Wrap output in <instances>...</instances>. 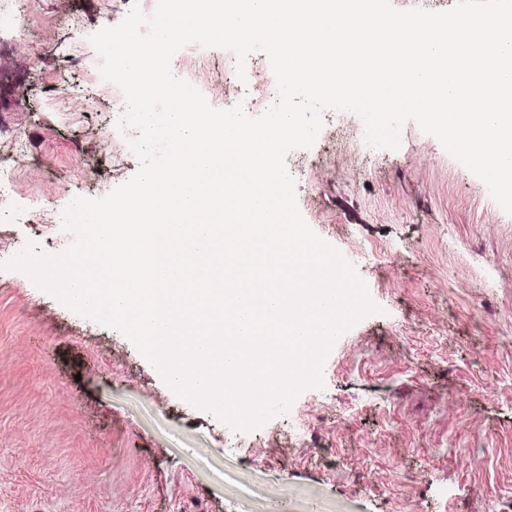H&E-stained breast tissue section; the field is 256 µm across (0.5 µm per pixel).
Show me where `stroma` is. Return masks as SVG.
<instances>
[{"mask_svg": "<svg viewBox=\"0 0 512 512\" xmlns=\"http://www.w3.org/2000/svg\"><path fill=\"white\" fill-rule=\"evenodd\" d=\"M0 32V175L18 211L0 223V512H512V214L414 121L399 149L325 111L286 167L298 208L380 311L333 343L323 387L233 430L179 398L118 330L26 273V242L74 240L59 213L140 169L115 124L90 35L157 0H33ZM172 62L210 106L275 86L264 53L245 78L231 51L189 44Z\"/></svg>", "mask_w": 512, "mask_h": 512, "instance_id": "1", "label": "stroma"}]
</instances>
